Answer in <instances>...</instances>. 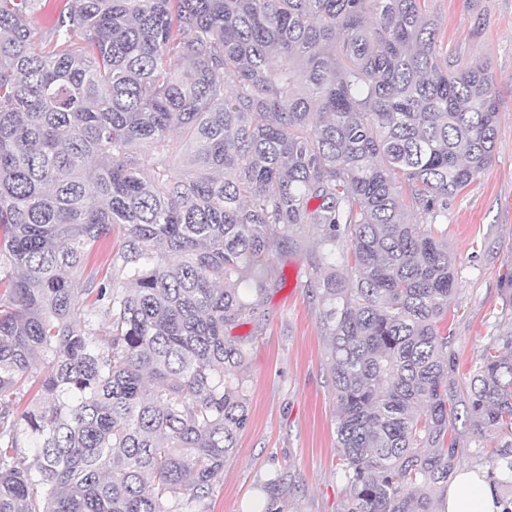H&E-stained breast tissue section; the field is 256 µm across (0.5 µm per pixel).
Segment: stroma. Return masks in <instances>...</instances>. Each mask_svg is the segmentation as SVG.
Returning a JSON list of instances; mask_svg holds the SVG:
<instances>
[{
	"mask_svg": "<svg viewBox=\"0 0 512 512\" xmlns=\"http://www.w3.org/2000/svg\"><path fill=\"white\" fill-rule=\"evenodd\" d=\"M427 7L449 54L488 67L498 106L492 164L448 201L458 286L448 323L462 380L499 322L504 275L512 271V0H428ZM289 236L272 260L284 284L268 289L256 321L229 331L250 349L242 374L249 420L220 483L193 512H343L329 341L311 293L316 245L309 226ZM456 430L462 468L487 469L478 450L496 447V434L464 417ZM271 478L278 490L264 491Z\"/></svg>",
	"mask_w": 512,
	"mask_h": 512,
	"instance_id": "stroma-1",
	"label": "stroma"
}]
</instances>
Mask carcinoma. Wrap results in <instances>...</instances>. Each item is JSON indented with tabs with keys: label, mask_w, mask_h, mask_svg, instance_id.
Returning a JSON list of instances; mask_svg holds the SVG:
<instances>
[{
	"label": "carcinoma",
	"mask_w": 512,
	"mask_h": 512,
	"mask_svg": "<svg viewBox=\"0 0 512 512\" xmlns=\"http://www.w3.org/2000/svg\"><path fill=\"white\" fill-rule=\"evenodd\" d=\"M425 2L56 0L38 49L47 0H0V512L208 498L248 422L226 332L303 224L344 512H439L463 397L512 512V328L460 385L442 223L497 101Z\"/></svg>",
	"instance_id": "carcinoma-1"
}]
</instances>
